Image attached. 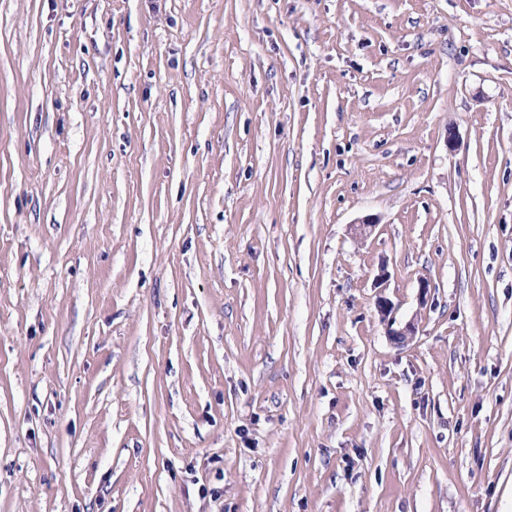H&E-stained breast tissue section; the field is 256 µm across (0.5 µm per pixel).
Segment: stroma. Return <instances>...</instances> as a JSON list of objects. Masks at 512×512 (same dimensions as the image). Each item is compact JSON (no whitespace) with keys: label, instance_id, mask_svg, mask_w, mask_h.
Listing matches in <instances>:
<instances>
[{"label":"stroma","instance_id":"obj_1","mask_svg":"<svg viewBox=\"0 0 512 512\" xmlns=\"http://www.w3.org/2000/svg\"><path fill=\"white\" fill-rule=\"evenodd\" d=\"M0 512H512V0H0ZM376 305L383 320L387 322L388 334L389 336H392L394 341L405 344L416 336L418 332V325L414 320H409L404 323L403 326L393 328L396 324V319L393 316L394 307L392 302L386 296L380 295L376 300Z\"/></svg>","mask_w":512,"mask_h":512}]
</instances>
